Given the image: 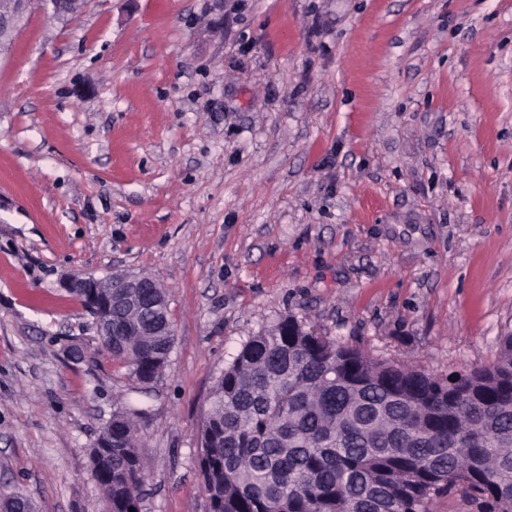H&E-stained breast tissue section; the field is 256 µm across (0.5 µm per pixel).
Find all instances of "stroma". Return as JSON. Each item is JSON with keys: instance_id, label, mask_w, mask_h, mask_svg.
<instances>
[{"instance_id": "35a3bbf8", "label": "stroma", "mask_w": 512, "mask_h": 512, "mask_svg": "<svg viewBox=\"0 0 512 512\" xmlns=\"http://www.w3.org/2000/svg\"><path fill=\"white\" fill-rule=\"evenodd\" d=\"M135 270L175 342L142 384L74 274ZM294 316L434 376L512 333V0H88L0 58V480L105 512L88 449L145 409L141 512H208L196 435Z\"/></svg>"}]
</instances>
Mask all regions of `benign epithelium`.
Returning <instances> with one entry per match:
<instances>
[{"label": "benign epithelium", "instance_id": "7a95c632", "mask_svg": "<svg viewBox=\"0 0 512 512\" xmlns=\"http://www.w3.org/2000/svg\"><path fill=\"white\" fill-rule=\"evenodd\" d=\"M82 0H40V7L57 15L75 12ZM35 0H0V56L3 55L20 28ZM67 287L80 296L93 316L96 336L103 350L112 348V336L131 328V323L114 321L113 309L123 307L128 317L142 309L140 289L158 288L160 284L146 276H136L124 271H114L104 277L92 274L72 276Z\"/></svg>", "mask_w": 512, "mask_h": 512}]
</instances>
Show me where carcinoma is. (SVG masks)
Listing matches in <instances>:
<instances>
[{
  "label": "carcinoma",
  "instance_id": "obj_1",
  "mask_svg": "<svg viewBox=\"0 0 512 512\" xmlns=\"http://www.w3.org/2000/svg\"><path fill=\"white\" fill-rule=\"evenodd\" d=\"M146 311L133 335L112 337V358L137 378L172 336ZM138 413L112 423L122 447L89 448L107 512L141 502ZM214 512H429L439 497L512 512V334L491 363L432 377L319 336L293 316L249 337L224 368L197 433ZM20 489L0 512H35Z\"/></svg>",
  "mask_w": 512,
  "mask_h": 512
}]
</instances>
